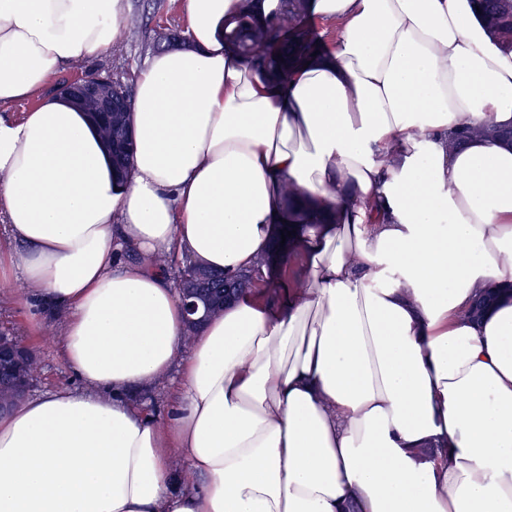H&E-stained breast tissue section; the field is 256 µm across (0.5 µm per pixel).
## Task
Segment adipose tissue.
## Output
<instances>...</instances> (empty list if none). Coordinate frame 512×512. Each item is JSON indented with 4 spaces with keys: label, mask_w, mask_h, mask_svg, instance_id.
<instances>
[{
    "label": "adipose tissue",
    "mask_w": 512,
    "mask_h": 512,
    "mask_svg": "<svg viewBox=\"0 0 512 512\" xmlns=\"http://www.w3.org/2000/svg\"><path fill=\"white\" fill-rule=\"evenodd\" d=\"M284 5L179 0L120 174L42 92L111 55L126 0H0V107L35 102L0 120V222L79 381L0 412V512H512V147L454 141L512 126V52L470 0H310L336 30L282 76L230 43ZM279 224L301 282L185 341L155 259L237 274ZM163 384V417L129 399Z\"/></svg>",
    "instance_id": "adipose-tissue-1"
}]
</instances>
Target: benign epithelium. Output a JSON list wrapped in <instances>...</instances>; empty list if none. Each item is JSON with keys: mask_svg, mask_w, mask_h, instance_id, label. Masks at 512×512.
<instances>
[{"mask_svg": "<svg viewBox=\"0 0 512 512\" xmlns=\"http://www.w3.org/2000/svg\"><path fill=\"white\" fill-rule=\"evenodd\" d=\"M112 75L98 74L62 86L61 95L89 113L98 125L110 152L129 149L127 102L113 93ZM185 274L177 280V288L190 318L189 334H194L206 320L224 310L231 300L230 289L217 293L210 289L209 277L191 261L182 266ZM31 355L29 348L18 338L0 334V371L9 376L15 366Z\"/></svg>", "mask_w": 512, "mask_h": 512, "instance_id": "benign-epithelium-1", "label": "benign epithelium"}]
</instances>
